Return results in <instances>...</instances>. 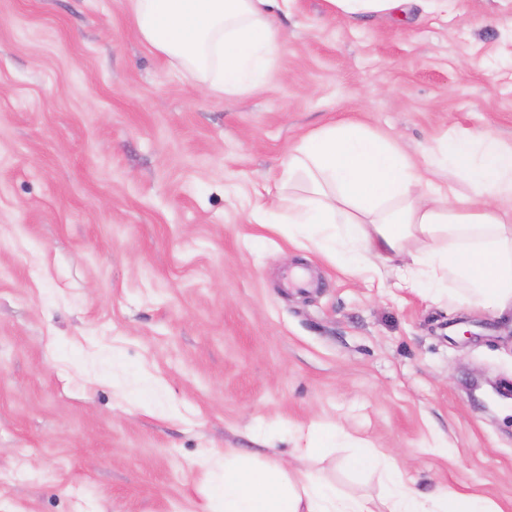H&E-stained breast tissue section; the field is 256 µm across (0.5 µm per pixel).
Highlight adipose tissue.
<instances>
[{
    "mask_svg": "<svg viewBox=\"0 0 512 512\" xmlns=\"http://www.w3.org/2000/svg\"><path fill=\"white\" fill-rule=\"evenodd\" d=\"M143 38L171 65L227 96L263 83L283 56L277 26L295 0H129ZM340 20L387 17L445 0H325ZM448 172L447 184L431 178ZM470 195H462L459 185ZM281 195L265 211L289 237L313 240L351 274L399 263L403 282L512 313V145L487 133L449 130L426 164L364 125L333 121L292 145ZM213 512H493L453 491L427 495L401 470L383 471L382 502L349 496L314 470L279 459L257 462L225 451L209 461Z\"/></svg>",
    "mask_w": 512,
    "mask_h": 512,
    "instance_id": "1",
    "label": "adipose tissue"
}]
</instances>
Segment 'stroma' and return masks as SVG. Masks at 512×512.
<instances>
[{
	"label": "stroma",
	"instance_id": "1",
	"mask_svg": "<svg viewBox=\"0 0 512 512\" xmlns=\"http://www.w3.org/2000/svg\"><path fill=\"white\" fill-rule=\"evenodd\" d=\"M260 88L209 91L129 0H0V512H210L206 458L338 425L428 493L512 512V318L343 272L256 224L289 145L352 117L424 160L512 143V0L280 17ZM306 268L308 287L284 273ZM349 449L307 460L380 499Z\"/></svg>",
	"mask_w": 512,
	"mask_h": 512
}]
</instances>
